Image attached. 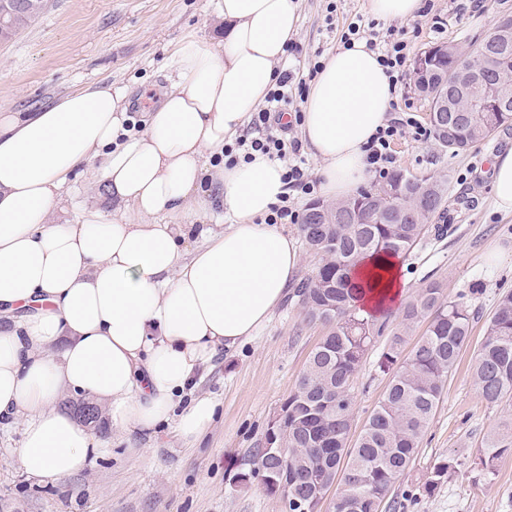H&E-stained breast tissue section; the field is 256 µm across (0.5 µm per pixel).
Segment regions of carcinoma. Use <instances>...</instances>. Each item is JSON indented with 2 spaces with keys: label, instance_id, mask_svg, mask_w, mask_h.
Here are the masks:
<instances>
[{
  "label": "carcinoma",
  "instance_id": "obj_1",
  "mask_svg": "<svg viewBox=\"0 0 512 512\" xmlns=\"http://www.w3.org/2000/svg\"><path fill=\"white\" fill-rule=\"evenodd\" d=\"M44 0H11L8 25L0 27V41L10 40L44 9ZM498 25L502 37L492 54L512 67V16ZM467 62L454 46L448 51L432 47L412 64L417 90L429 110L442 109L437 87L454 83ZM512 122L511 112H455L448 115V133L432 130L440 144L453 153L485 140ZM386 184L402 196H386L384 186L336 205L312 206L300 232L321 264L316 274L294 291L307 318L328 327L310 353L296 389L281 414L284 426L276 442L287 445L285 454L258 449L254 468L244 478L277 477L288 473L300 493L308 492V479L336 464L340 512H382L395 483L417 458L420 443L441 399L448 375L456 368L471 335L467 306L449 301L437 282L428 284L403 310V329L392 332L379 368L386 372L398 362L405 343L404 330L428 320L424 336L411 355L392 373L383 399L365 423L353 447H347L352 425L356 375L368 347L386 322L372 318L356 305L351 271L370 255L401 256L410 252L426 232V221L438 212L448 192L445 179H419L399 170ZM405 211L416 212L410 220ZM472 374L489 404L512 403V292L502 294L490 317ZM512 451V421L494 428L481 444L484 477L495 475L499 458Z\"/></svg>",
  "mask_w": 512,
  "mask_h": 512
}]
</instances>
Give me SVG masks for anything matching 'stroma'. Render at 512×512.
Instances as JSON below:
<instances>
[{
    "mask_svg": "<svg viewBox=\"0 0 512 512\" xmlns=\"http://www.w3.org/2000/svg\"><path fill=\"white\" fill-rule=\"evenodd\" d=\"M215 0H46L39 17L12 40L0 42V111L32 112L75 88L122 86L130 92L128 113L143 123L168 85L164 61L187 32L220 40L224 25L213 16ZM451 0H436L446 20L442 30L423 26L411 38L413 53L442 43L466 48L489 35L512 0H486L482 12L456 15ZM365 0H302L300 52L287 68L307 73L315 52L340 45L352 17L366 15ZM512 146V125L454 154L436 139L411 138L394 145V167L417 177L448 180L445 207L430 230L401 259L407 299L440 283L451 301L472 313L471 337L449 374L417 459L397 482L395 500L414 493L403 512H512V454L499 461L493 481L480 475L481 443L512 405L488 404L471 365L500 296L512 291V214L497 211L491 163ZM326 327L308 321L297 299H286L271 321L236 351L219 352L197 376L193 394L216 400L219 413L195 439L174 423L160 425L146 447H129L99 414L90 431L106 452L85 469L51 481L26 474L17 456L22 429L0 431V512H285L280 494L260 479L243 482L256 449L288 395L296 388L311 350ZM386 338L366 352L355 380L353 432H360L383 398L389 377L379 369ZM452 461L450 478L425 490L434 465Z\"/></svg>",
    "mask_w": 512,
    "mask_h": 512,
    "instance_id": "35a3bbf8",
    "label": "stroma"
}]
</instances>
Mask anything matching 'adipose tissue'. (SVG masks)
I'll return each mask as SVG.
<instances>
[{"instance_id":"1","label":"adipose tissue","mask_w":512,"mask_h":512,"mask_svg":"<svg viewBox=\"0 0 512 512\" xmlns=\"http://www.w3.org/2000/svg\"><path fill=\"white\" fill-rule=\"evenodd\" d=\"M224 37L190 34L145 129H125L128 91L81 88L36 112L0 113V426L21 424L31 476L61 480L99 455L95 436L56 401L62 391L106 405L129 440L176 420L195 438L216 403L175 399L218 350L254 338L301 268L297 237L265 223L286 194L265 155L218 163L275 84L299 24L298 0H216ZM391 82L365 40L328 54L300 128L326 203L372 178L364 147L390 118ZM97 163L115 208L60 221L76 170ZM230 223L189 247L192 209ZM400 260L372 256L352 272L360 306L381 314L404 298Z\"/></svg>"}]
</instances>
